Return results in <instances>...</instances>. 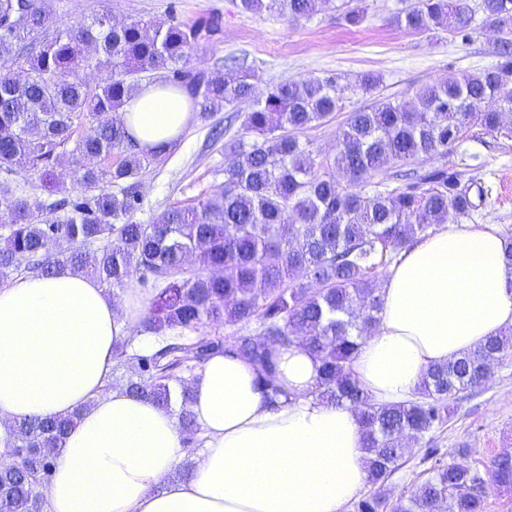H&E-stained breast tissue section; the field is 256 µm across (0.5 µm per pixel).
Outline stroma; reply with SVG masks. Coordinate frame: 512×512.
I'll return each mask as SVG.
<instances>
[{"label": "stroma", "mask_w": 512, "mask_h": 512, "mask_svg": "<svg viewBox=\"0 0 512 512\" xmlns=\"http://www.w3.org/2000/svg\"><path fill=\"white\" fill-rule=\"evenodd\" d=\"M340 3L329 0L313 17L299 20L265 10L243 12L239 0H51L49 9L56 19H80L105 10L119 21H162L173 14L191 24L220 17L221 33L194 55L193 63L213 71L224 58H244L259 97L288 78L334 77L346 85L364 73L377 74L378 89L366 96L347 95L335 118L306 132L311 150L322 156L335 153L347 111L387 99L410 102L426 83L475 73L496 62L498 34L483 17H476L466 37L444 30L421 35L392 23L398 0H364L365 17L357 26L345 22ZM251 108V102H240L214 114L211 122H196L174 150L143 170V204L136 220L146 224L169 205L220 193L232 157L223 142L209 138V129L217 124L225 127L227 137L240 136L244 114ZM447 162L461 171L463 184L483 194L471 223H493L501 231H512V135L472 125ZM438 440L451 464L479 467L500 453H512V360L494 367ZM464 443L472 451L458 455Z\"/></svg>", "instance_id": "obj_1"}]
</instances>
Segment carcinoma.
<instances>
[{
	"label": "carcinoma",
	"mask_w": 512,
	"mask_h": 512,
	"mask_svg": "<svg viewBox=\"0 0 512 512\" xmlns=\"http://www.w3.org/2000/svg\"><path fill=\"white\" fill-rule=\"evenodd\" d=\"M46 0H0V281L49 275L69 268L108 291H124L134 275L150 286L148 308L131 338L115 351L131 363L129 393L163 408L171 382L203 365L224 347L251 363L263 397L288 399L275 384L276 352L297 345L319 361L313 391L322 402L349 404L364 431L367 483L373 490L352 502V512H485L488 490L512 491V455L485 469L449 464L436 431L459 403L481 388L493 365L512 358V329L424 373L416 397L379 405L354 378L361 345L378 325L379 289L373 279L417 237L477 208L462 173L443 162L456 141L478 122L488 132L512 118V0H405L394 22L417 34L462 33L475 12L503 33L497 62L458 79L421 87L413 102L383 101L348 113L332 156L319 157L301 135L343 108V93L368 94L380 79L366 75L343 88L334 77L288 79L274 85L245 113L244 135L228 140L234 156L224 189L190 205H171L148 224L133 220L141 201L139 175L159 156L138 151L114 117L143 82L160 73L191 99L206 121L253 96L242 64L210 76L192 65L219 31V21L187 24L130 20L104 11L56 33ZM326 0H240L245 11L265 8L294 19L312 16ZM87 70L106 71L92 84ZM68 149L76 196L55 182L54 165ZM123 157L106 166L87 158ZM421 156L440 163L417 171ZM390 169V189L361 195L351 185ZM344 171L349 182L336 180ZM38 176L45 197L24 194L20 172ZM195 258L196 265L186 261ZM260 333H246L251 322ZM207 323L232 327L226 336L202 332ZM188 331L197 332L190 339ZM141 334L158 347H134ZM191 389L181 385L179 426L187 441L200 428L188 409ZM80 412L24 418L0 439L11 463L0 467V512H46L55 459ZM423 443L409 494L391 505L374 490L403 469Z\"/></svg>",
	"instance_id": "cac0c4a2"
}]
</instances>
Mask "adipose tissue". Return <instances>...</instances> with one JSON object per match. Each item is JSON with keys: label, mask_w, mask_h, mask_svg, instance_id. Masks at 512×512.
I'll return each instance as SVG.
<instances>
[{"label": "adipose tissue", "mask_w": 512, "mask_h": 512, "mask_svg": "<svg viewBox=\"0 0 512 512\" xmlns=\"http://www.w3.org/2000/svg\"><path fill=\"white\" fill-rule=\"evenodd\" d=\"M119 119L139 149L172 150L196 113L184 91L146 83ZM497 225L440 230L404 249L382 280V310L354 362L378 403L412 400L425 370L512 327V268ZM148 298L113 297L68 269L0 288V436L18 419L79 412L48 486L47 512H344L367 481L349 405L316 400L317 361L279 354L289 401H265L256 369L231 352L193 381L203 448L188 454L175 413L110 387L115 347Z\"/></svg>", "instance_id": "ef3b65f1"}]
</instances>
